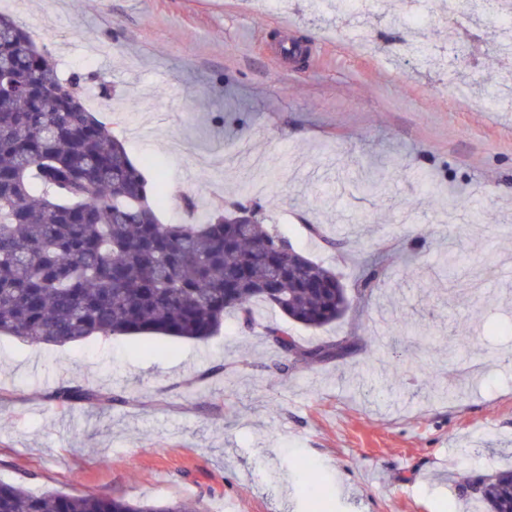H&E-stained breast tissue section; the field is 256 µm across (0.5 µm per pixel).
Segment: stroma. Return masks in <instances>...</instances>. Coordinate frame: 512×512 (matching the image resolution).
Returning <instances> with one entry per match:
<instances>
[{
    "label": "stroma",
    "instance_id": "stroma-1",
    "mask_svg": "<svg viewBox=\"0 0 512 512\" xmlns=\"http://www.w3.org/2000/svg\"><path fill=\"white\" fill-rule=\"evenodd\" d=\"M380 7L367 0L359 30L323 0H0L63 74L93 75L84 104L166 184L162 223L257 198L346 285L367 257L393 273L341 320L288 325L305 344H365L285 372L265 305L254 329L228 317L166 354L0 335V482L206 512H489L462 484L512 467V99L481 90L512 60L491 65L499 18L439 23L437 0H413L393 24ZM418 29L442 68L399 52ZM450 66L474 87L449 86ZM366 177L376 196L357 193ZM452 197L472 216L449 221ZM73 380L119 401L59 405Z\"/></svg>",
    "mask_w": 512,
    "mask_h": 512
}]
</instances>
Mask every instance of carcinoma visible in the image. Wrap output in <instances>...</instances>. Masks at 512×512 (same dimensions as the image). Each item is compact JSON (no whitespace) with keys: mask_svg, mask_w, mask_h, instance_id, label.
<instances>
[{"mask_svg":"<svg viewBox=\"0 0 512 512\" xmlns=\"http://www.w3.org/2000/svg\"><path fill=\"white\" fill-rule=\"evenodd\" d=\"M52 53L22 24L0 15V335L65 345L141 335L152 351L167 339L209 340L238 315L246 326L266 304L318 329L343 318L350 298L341 276L299 252L264 224H239L219 207L203 220L162 224L165 185L150 182L107 123L76 94ZM388 266L364 264L359 296L385 283ZM265 339L296 363L342 359L355 337L304 345L270 325ZM61 405H102L112 396L78 382L58 387ZM490 512H512V468L468 483ZM0 512H203L192 502L89 495H36L0 482Z\"/></svg>","mask_w":512,"mask_h":512,"instance_id":"carcinoma-1","label":"carcinoma"}]
</instances>
